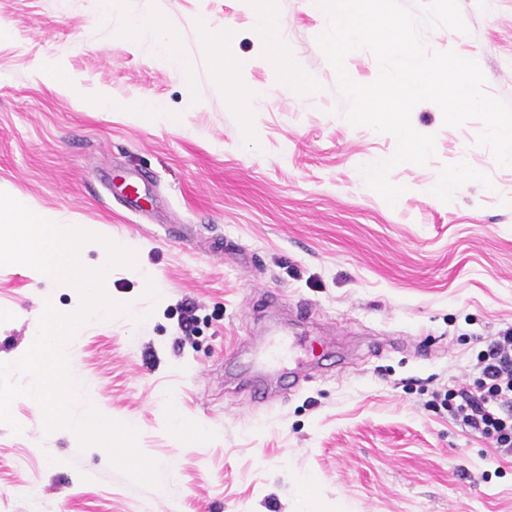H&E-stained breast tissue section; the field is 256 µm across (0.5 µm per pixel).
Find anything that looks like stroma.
<instances>
[{
  "label": "stroma",
  "instance_id": "obj_1",
  "mask_svg": "<svg viewBox=\"0 0 512 512\" xmlns=\"http://www.w3.org/2000/svg\"><path fill=\"white\" fill-rule=\"evenodd\" d=\"M458 4L467 32L424 31L427 51L477 60L485 92L512 100V0ZM258 6L117 0L105 15L99 0H0V186L136 251L139 268H114L104 289L146 320L81 332L68 363L84 406L133 425L162 467L157 487L139 486L103 447L45 433L20 398L22 433L0 424V512H295L305 492L318 512H512V454L430 404L512 327V167L478 146L480 120L446 126L424 101L411 123L435 135V154L390 170L404 192L388 204L362 168L397 142L347 120L317 43L328 21L307 0H272L298 61L287 75L253 24ZM158 12L179 26L192 84L155 62L151 39H119L127 16ZM200 17L233 30V74L212 72ZM49 61L74 87L47 79ZM241 86L257 94L246 116ZM102 94L119 109L93 111ZM145 96L176 124L122 110ZM451 171L455 192L430 198ZM140 174L148 188L131 210L124 185ZM77 298L30 267H0V358L29 349L46 302ZM271 337L294 345L284 371L307 365L300 386L261 363ZM253 379L269 398L251 397ZM175 411L188 430H174Z\"/></svg>",
  "mask_w": 512,
  "mask_h": 512
}]
</instances>
